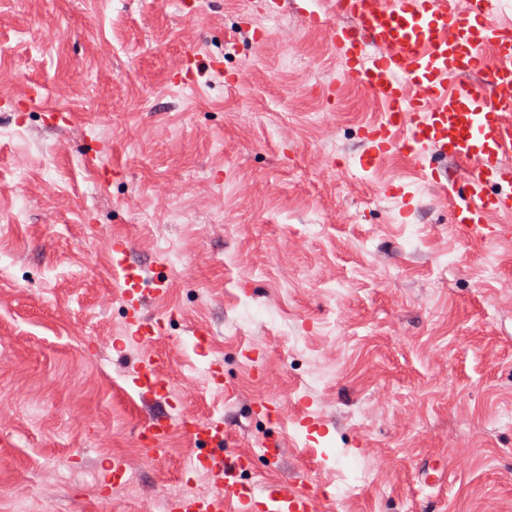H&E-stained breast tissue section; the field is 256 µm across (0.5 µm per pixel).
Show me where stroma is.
<instances>
[{
  "mask_svg": "<svg viewBox=\"0 0 512 512\" xmlns=\"http://www.w3.org/2000/svg\"><path fill=\"white\" fill-rule=\"evenodd\" d=\"M1 46L0 512L174 490L180 438L138 452L145 363L186 378L167 413L223 420L228 453L279 438L255 487L319 493L318 512H512V234L464 236L400 152L359 166L379 106L341 85L301 0H0ZM119 238L166 323L146 347L112 314ZM215 363L227 392L195 377Z\"/></svg>",
  "mask_w": 512,
  "mask_h": 512,
  "instance_id": "stroma-1",
  "label": "stroma"
}]
</instances>
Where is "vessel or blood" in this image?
<instances>
[{
    "instance_id": "vessel-or-blood-1",
    "label": "vessel or blood",
    "mask_w": 512,
    "mask_h": 512,
    "mask_svg": "<svg viewBox=\"0 0 512 512\" xmlns=\"http://www.w3.org/2000/svg\"><path fill=\"white\" fill-rule=\"evenodd\" d=\"M499 0H334L331 41L351 79L367 89L381 117L365 127L362 168L389 149L412 162L427 158V175L448 195L451 221L466 235L499 238L504 225L488 212L512 216V25L498 21ZM113 270L129 307L127 333L136 341L161 335L145 321L139 269L122 240L112 243ZM244 457L213 451L208 470L234 512H316L314 494L269 484L240 485ZM214 499L177 498L170 512H214Z\"/></svg>"
}]
</instances>
